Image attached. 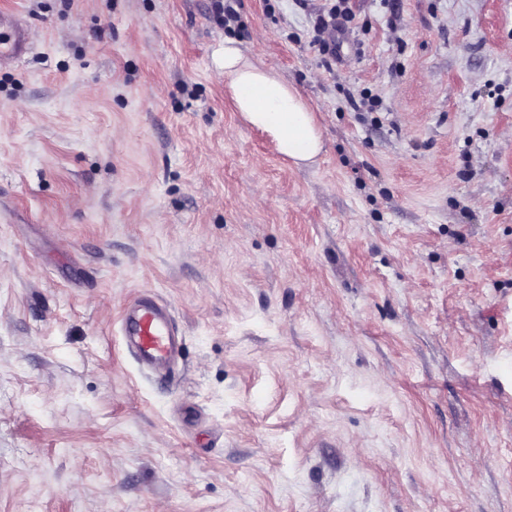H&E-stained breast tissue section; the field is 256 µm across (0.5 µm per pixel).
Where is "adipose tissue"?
<instances>
[{
	"label": "adipose tissue",
	"mask_w": 512,
	"mask_h": 512,
	"mask_svg": "<svg viewBox=\"0 0 512 512\" xmlns=\"http://www.w3.org/2000/svg\"><path fill=\"white\" fill-rule=\"evenodd\" d=\"M224 85L244 122L268 132L278 152L294 164L315 161L323 148L312 108L295 86L258 65L241 44L225 38Z\"/></svg>",
	"instance_id": "adipose-tissue-1"
}]
</instances>
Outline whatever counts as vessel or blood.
Wrapping results in <instances>:
<instances>
[{
	"label": "vessel or blood",
	"instance_id": "1",
	"mask_svg": "<svg viewBox=\"0 0 512 512\" xmlns=\"http://www.w3.org/2000/svg\"><path fill=\"white\" fill-rule=\"evenodd\" d=\"M28 27L15 13L0 14V63L20 60L29 51ZM121 331L134 347V356L145 367L169 361L175 352L167 308L153 299L135 298L123 315Z\"/></svg>",
	"mask_w": 512,
	"mask_h": 512
}]
</instances>
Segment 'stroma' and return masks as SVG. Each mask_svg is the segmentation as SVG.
I'll return each mask as SVG.
<instances>
[{
	"mask_svg": "<svg viewBox=\"0 0 512 512\" xmlns=\"http://www.w3.org/2000/svg\"><path fill=\"white\" fill-rule=\"evenodd\" d=\"M0 0V512H512V0ZM313 108L298 168L225 37ZM169 386L120 334L140 293ZM323 2L325 3L318 9L315 17V28L319 32H324L330 26L338 34L348 33L346 23L351 22L355 16L353 9L348 5L350 1L325 0ZM28 26L15 13L0 14V63L20 60L29 52Z\"/></svg>",
	"mask_w": 512,
	"mask_h": 512,
	"instance_id": "stroma-1",
	"label": "stroma"
}]
</instances>
